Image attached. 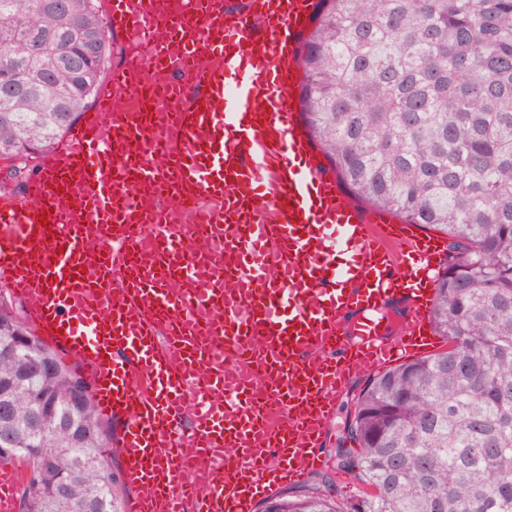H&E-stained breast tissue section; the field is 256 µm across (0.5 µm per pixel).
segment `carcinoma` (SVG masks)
I'll list each match as a JSON object with an SVG mask.
<instances>
[{"label":"carcinoma","instance_id":"cac0c4a2","mask_svg":"<svg viewBox=\"0 0 512 512\" xmlns=\"http://www.w3.org/2000/svg\"><path fill=\"white\" fill-rule=\"evenodd\" d=\"M314 23L309 136L351 197L448 238L431 309L448 348L358 394L334 468L368 491L338 501L321 474L260 512H512V0H319ZM113 53L97 0H0V193L62 143ZM74 372L0 294V464L36 474L17 512H126L108 424L63 400Z\"/></svg>","mask_w":512,"mask_h":512}]
</instances>
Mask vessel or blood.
Here are the masks:
<instances>
[{
    "mask_svg": "<svg viewBox=\"0 0 512 512\" xmlns=\"http://www.w3.org/2000/svg\"><path fill=\"white\" fill-rule=\"evenodd\" d=\"M316 5L108 0L125 58L26 192L0 194V278L124 419L130 512H255L323 466L354 374L432 343L443 248L361 212L303 126ZM21 477L0 466V512Z\"/></svg>",
    "mask_w": 512,
    "mask_h": 512,
    "instance_id": "vessel-or-blood-1",
    "label": "vessel or blood"
}]
</instances>
